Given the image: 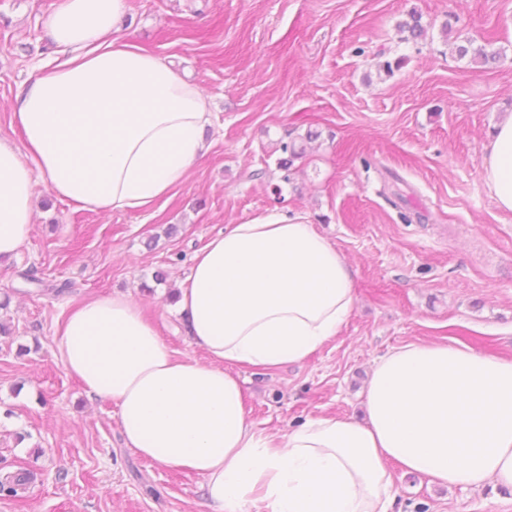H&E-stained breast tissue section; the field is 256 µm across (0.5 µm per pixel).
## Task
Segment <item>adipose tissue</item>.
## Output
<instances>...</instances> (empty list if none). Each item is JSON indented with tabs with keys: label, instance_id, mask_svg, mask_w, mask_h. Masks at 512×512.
Wrapping results in <instances>:
<instances>
[{
	"label": "adipose tissue",
	"instance_id": "obj_1",
	"mask_svg": "<svg viewBox=\"0 0 512 512\" xmlns=\"http://www.w3.org/2000/svg\"><path fill=\"white\" fill-rule=\"evenodd\" d=\"M128 0H57L43 30L63 59L18 85L0 137V260L34 227V175L59 199L112 213L184 183L211 113L198 85L120 41ZM482 177L512 212V114ZM355 306L344 256L302 216L231 224L196 252L175 308L205 360L175 356L129 294L89 297L55 329L57 356L90 399L118 408L124 442L198 474L216 512H390L389 468L512 496V358L463 343H412L380 357L366 420L313 416L286 433L247 419L236 367L299 363L336 338Z\"/></svg>",
	"mask_w": 512,
	"mask_h": 512
}]
</instances>
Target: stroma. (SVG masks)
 <instances>
[{
    "instance_id": "stroma-1",
    "label": "stroma",
    "mask_w": 512,
    "mask_h": 512,
    "mask_svg": "<svg viewBox=\"0 0 512 512\" xmlns=\"http://www.w3.org/2000/svg\"><path fill=\"white\" fill-rule=\"evenodd\" d=\"M53 3L0 0V135L15 141L13 93L56 59L42 31ZM414 10L426 35L401 42ZM119 36L201 88L207 148L145 210L101 214L36 179L34 229L0 262V478L28 476L0 493V512H215L195 473L125 448L115 404L88 399L56 357L55 327L82 298L126 292L175 354L204 358L167 294L211 235L276 209L342 253L356 306L302 363L242 371L257 429L362 418L375 361L409 343L512 357V212L481 176L489 131L512 112V0H129ZM470 40L499 60L459 57ZM402 55L385 76L383 62ZM286 143L304 154L285 174ZM409 199L420 216L407 222ZM391 471V512H512L492 487Z\"/></svg>"
}]
</instances>
